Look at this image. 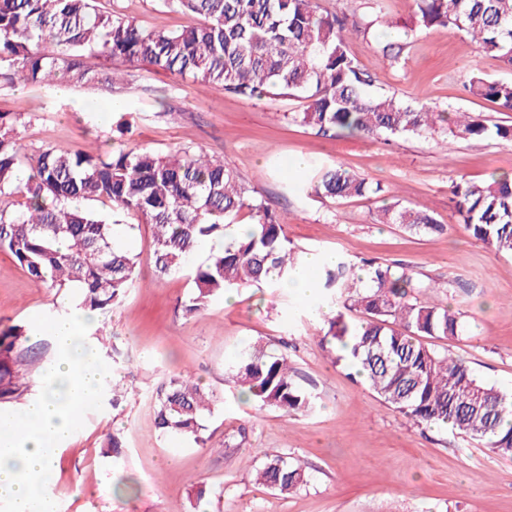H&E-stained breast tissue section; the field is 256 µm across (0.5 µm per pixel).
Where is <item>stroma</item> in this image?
<instances>
[{
    "mask_svg": "<svg viewBox=\"0 0 512 512\" xmlns=\"http://www.w3.org/2000/svg\"><path fill=\"white\" fill-rule=\"evenodd\" d=\"M120 5L145 28L194 22L161 0ZM322 5L346 15L350 53L386 90L440 111L480 112L490 123L512 124V112L468 91L474 74L512 79V69L480 52L465 32L416 29L414 0ZM379 14L390 23L387 33L366 27ZM384 37L402 44L398 56L383 55ZM122 71L125 81L113 90L71 86L61 94L0 84V111L24 113L22 136L31 152L51 144L99 154L125 138L158 153L189 146L223 158L304 253L402 264L436 303L462 315L461 336L432 338L429 346L463 358L478 377L512 394V256L465 230L452 195L454 182L480 181L494 171L512 175V145L492 136L452 142L441 128L390 141L323 137L288 120V113L303 111L301 100H249L143 64ZM119 109L135 118L125 137L115 130ZM329 164L381 184L383 193L332 203L292 191L302 173ZM395 201L427 209L447 233L412 234L379 223L382 206ZM101 212L123 226L124 243L139 256L135 288L98 312L88 336L123 395L116 401L107 392L85 406L68 445L53 452L58 512H512V458L464 435L414 425L333 364L321 344L325 321L314 313L320 292L303 300L280 288L245 286L184 316L187 272L205 256L188 260L184 273L158 275L150 225H135L133 216L109 205ZM75 294L48 288L0 251V327L29 329L32 345L18 358L22 391L0 397V410L20 412L25 398L39 392L38 372L54 355L48 318L76 307ZM254 343L287 352L298 383L317 402L314 413L260 411L240 397L232 367ZM186 371L217 402L202 446L155 424L152 391ZM109 434L122 441L119 456L100 453ZM276 455L306 468L305 490L284 496L257 483V470Z\"/></svg>",
    "mask_w": 512,
    "mask_h": 512,
    "instance_id": "1",
    "label": "stroma"
}]
</instances>
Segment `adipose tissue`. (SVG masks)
I'll return each mask as SVG.
<instances>
[{
  "label": "adipose tissue",
  "instance_id": "1",
  "mask_svg": "<svg viewBox=\"0 0 512 512\" xmlns=\"http://www.w3.org/2000/svg\"><path fill=\"white\" fill-rule=\"evenodd\" d=\"M92 321V313L81 309L54 316L55 355L42 369V392L25 400L22 414L0 412V501L11 512H56L48 450L68 443L77 409L99 400L108 376L84 342Z\"/></svg>",
  "mask_w": 512,
  "mask_h": 512
}]
</instances>
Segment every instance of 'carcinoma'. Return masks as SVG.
Returning a JSON list of instances; mask_svg holds the SVG:
<instances>
[{
	"instance_id": "1",
	"label": "carcinoma",
	"mask_w": 512,
	"mask_h": 512,
	"mask_svg": "<svg viewBox=\"0 0 512 512\" xmlns=\"http://www.w3.org/2000/svg\"><path fill=\"white\" fill-rule=\"evenodd\" d=\"M95 0H0V84L38 86L114 84L89 67L95 56L131 65L148 63L202 85H218L248 99L275 91L307 101L294 122L320 135L340 132L370 138L424 136L448 125L455 140L489 133L512 144V125L489 128L475 112H436L403 101L377 84L346 46L345 23L320 0H162L197 22L181 29H145L121 10L101 12ZM423 29L464 31L482 52L512 66V0H415ZM472 94L512 112V80L474 76ZM23 113H0V250L10 252L32 278L59 291L77 288L81 305L106 311L136 282L138 257L114 245V225L78 206L110 202L154 229L153 261L161 276L184 269L206 239H224L191 276L187 315L204 310L231 288L277 286L300 266L301 251L284 224L222 159L181 148L173 155L121 143L102 155L73 154L54 145L28 153ZM314 193L334 201L377 194L340 165L301 177ZM465 229L497 252L512 255V180L491 174L453 185ZM243 214L252 229L230 232ZM380 222L413 233L444 225L426 210L398 203ZM322 306L336 311L326 335L334 363L356 376L393 410L418 425L446 426L512 458V394L479 379L466 361L438 351L423 338L461 335L459 313L424 298V286L391 263L357 264L342 257L323 271ZM360 317L349 319L348 312ZM29 341L14 325L0 331V396L16 392L14 350ZM234 379L239 393L259 409L310 413L315 398L295 379L288 356L256 348L240 356ZM155 421L164 433L204 443L213 395L190 376H171L153 392ZM260 484L291 495L309 483L299 463L276 456L257 473Z\"/></svg>"
}]
</instances>
